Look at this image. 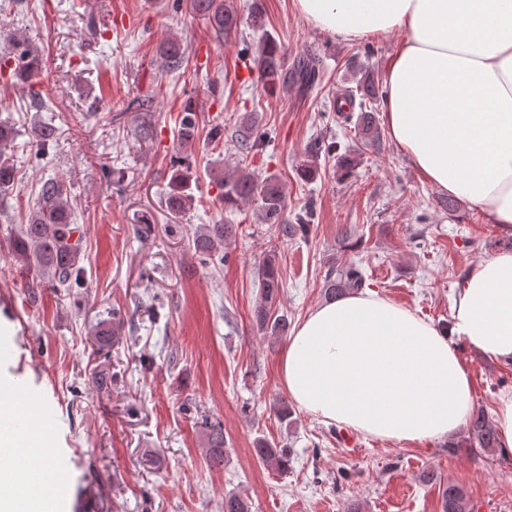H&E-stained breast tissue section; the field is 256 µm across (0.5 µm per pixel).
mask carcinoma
<instances>
[{
  "instance_id": "cac0c4a2",
  "label": "carcinoma",
  "mask_w": 512,
  "mask_h": 512,
  "mask_svg": "<svg viewBox=\"0 0 512 512\" xmlns=\"http://www.w3.org/2000/svg\"><path fill=\"white\" fill-rule=\"evenodd\" d=\"M190 13L203 17L211 28L219 33L229 35L246 22L252 30L264 35L261 48L254 63L261 72L264 86L280 89L284 92L297 88L299 90L313 87L319 78L320 63L316 58H307L293 68L285 65L284 54L276 40L266 29L265 11L260 0H253L248 16L242 17L231 0H186ZM16 42L21 51L15 56L14 70L19 75L29 78L38 73L39 54L25 39ZM159 54L167 71L178 70L185 65L186 49L175 39H168L160 44ZM379 97V83L369 71L361 73L354 90L345 94V102H333L336 112L344 107H359L360 113L356 127L361 142L365 146H375L380 140V131L374 112ZM257 129L255 117L245 114L237 123L231 136V142L241 153H248L256 146L254 132ZM199 133V115L197 106L188 102L181 112L176 132L177 142L188 146L195 141ZM18 136L17 129L9 122L0 121V193L10 189L15 183L16 167L12 161ZM40 152L48 151L58 139V129L51 123H44L36 130ZM321 145L311 148L308 158L298 168L299 175L309 180L318 171V155ZM181 157L174 159L169 192L165 198L166 208L174 213L185 212L194 201L191 190V174L184 166ZM222 190L221 200L224 206L232 207L242 202H257L261 219L267 224L278 226L282 236L295 237L308 231L309 212L298 217L295 224L288 223L284 215L285 192L283 185L275 176L258 178L244 167L233 169H216L209 172ZM74 205L68 185L60 179H48L41 184L35 206L28 213L26 222L19 225L10 240L11 256L20 267L35 271L59 288H79L84 284V268L80 266L83 253L81 240H72L74 232ZM230 224H209L200 229L195 237V248L205 256H214L224 249V240L232 235ZM259 277L262 285V302L256 308L254 317L259 330L280 336L288 331V320L275 316L271 312L279 296L281 276L279 258L274 252L267 253L260 264ZM366 286V279L361 268L355 263L332 270L326 276L324 296L335 300L346 295L361 292ZM468 442L470 447L493 451L497 448V431L494 422L484 411L472 413L467 422ZM255 455L263 464L275 470L288 468V454L266 441L257 443ZM210 461L216 465L224 461V433L219 429L211 431ZM440 512H471L466 495L456 484L448 482L439 487ZM224 512H251V504L244 497L230 494L224 497Z\"/></svg>"
}]
</instances>
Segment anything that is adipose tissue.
<instances>
[{
    "instance_id": "adipose-tissue-1",
    "label": "adipose tissue",
    "mask_w": 512,
    "mask_h": 512,
    "mask_svg": "<svg viewBox=\"0 0 512 512\" xmlns=\"http://www.w3.org/2000/svg\"><path fill=\"white\" fill-rule=\"evenodd\" d=\"M315 29L356 43L399 32L385 122L409 164L512 237V0H292ZM512 364V250L471 264L447 329L367 292L318 305L280 358L296 406L373 438L424 442L457 431L472 382L453 347ZM25 457L38 485L55 460L37 415L0 424V457Z\"/></svg>"
}]
</instances>
